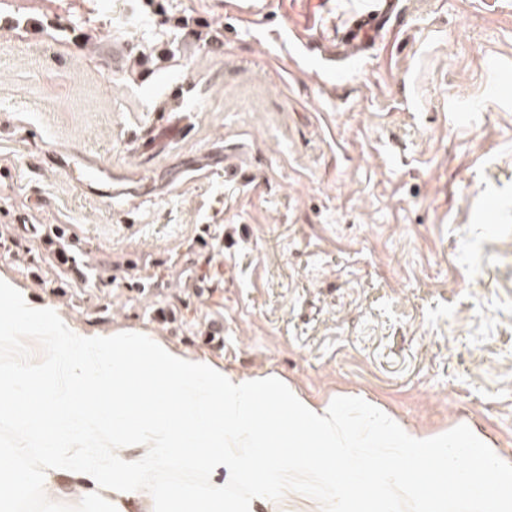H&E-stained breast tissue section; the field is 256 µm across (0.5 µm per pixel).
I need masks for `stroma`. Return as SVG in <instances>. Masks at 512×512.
I'll use <instances>...</instances> for the list:
<instances>
[{
    "label": "stroma",
    "mask_w": 512,
    "mask_h": 512,
    "mask_svg": "<svg viewBox=\"0 0 512 512\" xmlns=\"http://www.w3.org/2000/svg\"><path fill=\"white\" fill-rule=\"evenodd\" d=\"M245 3L0 0V268L85 333L469 425L512 459V0H400L330 74L365 0ZM71 149L134 196L46 164ZM184 470L146 473L156 512L224 477ZM344 493L310 470L279 503Z\"/></svg>",
    "instance_id": "stroma-1"
}]
</instances>
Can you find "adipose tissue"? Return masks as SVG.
Here are the masks:
<instances>
[{
	"mask_svg": "<svg viewBox=\"0 0 512 512\" xmlns=\"http://www.w3.org/2000/svg\"><path fill=\"white\" fill-rule=\"evenodd\" d=\"M23 334L40 336L48 352L34 369L0 372V413L39 437L45 464L36 474L16 454H0V512H17L35 490L40 512H60L63 499L84 512L91 498L107 500L108 512H155L141 475L178 461L224 478L206 499L173 497L168 512H280L272 488L320 448L324 482L349 487L338 512H395L399 502L409 512H447L452 499L473 512H512V461L474 427L409 429L370 401L353 414L342 400L239 373L139 329L89 336L0 271V342ZM84 440L104 449L106 464L79 455ZM436 458L442 468L426 470Z\"/></svg>",
	"mask_w": 512,
	"mask_h": 512,
	"instance_id": "1",
	"label": "adipose tissue"
}]
</instances>
